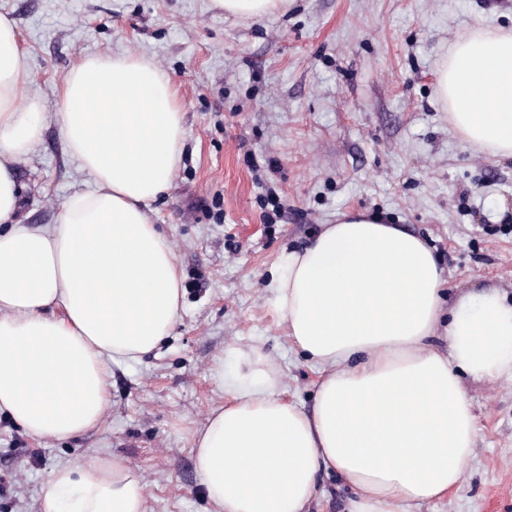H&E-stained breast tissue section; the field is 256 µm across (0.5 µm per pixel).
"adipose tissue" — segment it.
<instances>
[{
  "instance_id": "adipose-tissue-1",
  "label": "adipose tissue",
  "mask_w": 512,
  "mask_h": 512,
  "mask_svg": "<svg viewBox=\"0 0 512 512\" xmlns=\"http://www.w3.org/2000/svg\"><path fill=\"white\" fill-rule=\"evenodd\" d=\"M436 92L463 143L512 157V30L455 43ZM57 107L65 148L94 188L33 228L16 220L17 166L42 114L20 34L0 15V413L39 440L95 429L112 363L159 349L181 308L177 261L149 215L180 160L172 77L140 56L87 57ZM270 286L288 338L321 370L313 406L288 399L259 347L240 352L242 371L222 377L224 403L193 441L212 512H307L323 474L353 488L351 512H413L447 497L476 435L462 376L512 379V300L488 286L442 321L432 249L366 212L323 225ZM147 496L125 458L99 456L52 470L40 512H145Z\"/></svg>"
}]
</instances>
